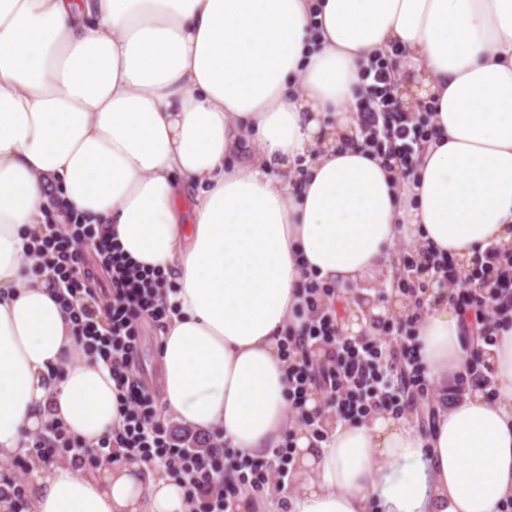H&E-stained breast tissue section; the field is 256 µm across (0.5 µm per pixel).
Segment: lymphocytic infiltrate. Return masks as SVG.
<instances>
[{"instance_id": "1", "label": "lymphocytic infiltrate", "mask_w": 512, "mask_h": 512, "mask_svg": "<svg viewBox=\"0 0 512 512\" xmlns=\"http://www.w3.org/2000/svg\"><path fill=\"white\" fill-rule=\"evenodd\" d=\"M370 95L358 120L366 146L390 162H400L401 177H410L414 162L429 137L424 121L410 120L395 109L388 91L395 79L389 62L373 60L361 70ZM91 243L101 266L112 271V297L99 304L91 301L87 283L92 273L84 264L83 243ZM46 270L57 280V300L71 315L83 346L99 354L109 364L120 393L122 426L99 440L96 449L86 441L53 425L47 434L33 437L30 456L41 460L63 450L75 469L111 460L117 449L130 459L149 463L160 461L186 486L187 512H234L242 489L264 491L266 472L276 471L281 483H288L292 451L274 449L266 462H250L239 457L220 441L202 448L182 446L156 419L153 396L141 385L132 370L139 324L150 318L162 320L169 308L162 292L165 278L150 271L127 268L117 247L99 235L95 226L70 219L66 224H48L37 242ZM432 265L447 282L463 320L476 327L484 341H491L496 329L512 321V253L488 245L472 270H462L448 256L428 253L426 259L404 254L400 262L403 286L412 303L410 318L387 324L386 332L404 337L406 346L390 354L371 339L341 335L338 310L330 304L331 289L310 286L305 300L308 324L303 335L288 337L283 355L288 358L289 396L294 407L311 386L322 383L325 398L340 419L359 422L375 412L401 415L406 392L427 395L429 385L419 366L417 349L410 330L413 316L423 308L421 295L426 286L424 265ZM480 280L490 287L488 294L475 292L469 283ZM231 471L221 490H214V477Z\"/></svg>"}]
</instances>
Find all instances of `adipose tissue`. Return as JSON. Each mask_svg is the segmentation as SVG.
Listing matches in <instances>:
<instances>
[{
	"label": "adipose tissue",
	"mask_w": 512,
	"mask_h": 512,
	"mask_svg": "<svg viewBox=\"0 0 512 512\" xmlns=\"http://www.w3.org/2000/svg\"><path fill=\"white\" fill-rule=\"evenodd\" d=\"M401 46L432 134L410 178L350 107ZM174 282L161 415L263 460L295 435L294 490L266 512H502L512 501V326L485 346L448 297L415 324L441 392L483 349L498 393L436 404L429 432L379 412L315 448L282 344L310 280L336 289L402 240L471 268L512 250V0H0V462L52 422L122 423L30 246L51 201ZM27 512H185L164 467L32 463Z\"/></svg>",
	"instance_id": "1"
}]
</instances>
